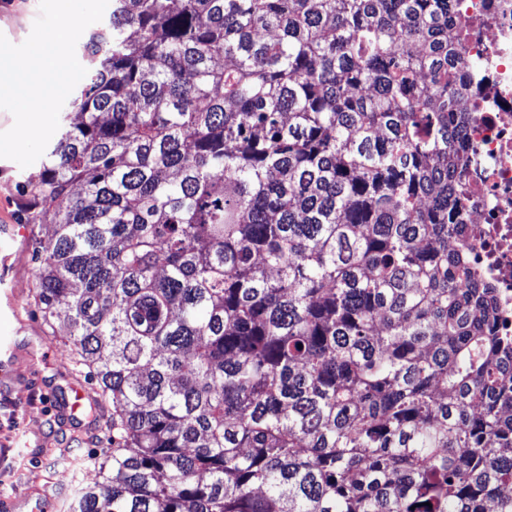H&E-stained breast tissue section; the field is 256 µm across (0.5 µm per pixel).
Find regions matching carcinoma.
Masks as SVG:
<instances>
[{
    "label": "carcinoma",
    "mask_w": 512,
    "mask_h": 512,
    "mask_svg": "<svg viewBox=\"0 0 512 512\" xmlns=\"http://www.w3.org/2000/svg\"><path fill=\"white\" fill-rule=\"evenodd\" d=\"M456 28L454 0H112L19 185L38 313L112 403L71 512H512Z\"/></svg>",
    "instance_id": "obj_1"
}]
</instances>
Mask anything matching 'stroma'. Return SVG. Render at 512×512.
Listing matches in <instances>:
<instances>
[{
    "label": "stroma",
    "mask_w": 512,
    "mask_h": 512,
    "mask_svg": "<svg viewBox=\"0 0 512 512\" xmlns=\"http://www.w3.org/2000/svg\"><path fill=\"white\" fill-rule=\"evenodd\" d=\"M39 0H0V34L18 45L30 35ZM40 163L20 167L0 158V213L20 223L25 200L19 181L35 175ZM11 254L16 310L0 314V339L17 349L9 388L0 389V496L48 493V512H68L77 489L99 479V465L112 451L104 422L86 413L64 418L49 399L72 398L75 384L87 397L98 391L88 373L73 372L70 350L54 342L31 297L32 262L27 242L0 235V254Z\"/></svg>",
    "instance_id": "obj_1"
}]
</instances>
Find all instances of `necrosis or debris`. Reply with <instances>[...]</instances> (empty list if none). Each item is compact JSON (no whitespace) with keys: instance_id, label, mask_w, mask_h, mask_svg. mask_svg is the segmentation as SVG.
I'll return each instance as SVG.
<instances>
[{"instance_id":"1","label":"necrosis or debris","mask_w":512,"mask_h":512,"mask_svg":"<svg viewBox=\"0 0 512 512\" xmlns=\"http://www.w3.org/2000/svg\"><path fill=\"white\" fill-rule=\"evenodd\" d=\"M457 14L453 46L471 69L464 239L477 272L497 290L501 326L511 330L512 0H457Z\"/></svg>"}]
</instances>
